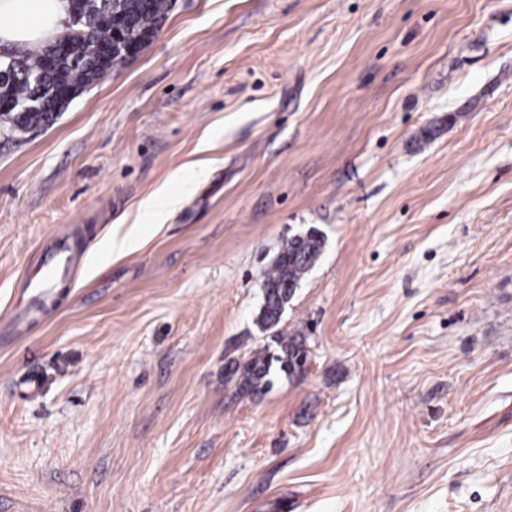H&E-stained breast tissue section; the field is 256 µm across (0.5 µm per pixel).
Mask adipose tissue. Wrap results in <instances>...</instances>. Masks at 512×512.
I'll return each instance as SVG.
<instances>
[{
	"label": "adipose tissue",
	"instance_id": "adipose-tissue-1",
	"mask_svg": "<svg viewBox=\"0 0 512 512\" xmlns=\"http://www.w3.org/2000/svg\"><path fill=\"white\" fill-rule=\"evenodd\" d=\"M69 20V0H0V48L22 53L61 35Z\"/></svg>",
	"mask_w": 512,
	"mask_h": 512
}]
</instances>
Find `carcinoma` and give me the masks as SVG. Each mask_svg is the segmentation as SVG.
Segmentation results:
<instances>
[{
    "label": "carcinoma",
    "mask_w": 512,
    "mask_h": 512,
    "mask_svg": "<svg viewBox=\"0 0 512 512\" xmlns=\"http://www.w3.org/2000/svg\"><path fill=\"white\" fill-rule=\"evenodd\" d=\"M71 13L79 16L70 41L69 52L61 57L53 44H39L22 54H0V62L13 60L14 77L0 87V99L13 103L19 130L24 131L49 120L65 92L92 85L107 73L101 62L102 48L114 38L115 31L136 42L147 40L159 22L166 18L169 0H70ZM323 241L314 232L288 240L273 263L262 275L263 303L257 316L261 331L271 334L276 344L255 353L233 373L241 376V387L256 389L271 384L269 376L278 369L288 375L302 370L307 361L305 342L297 336L273 333L283 310L296 292L297 285L319 257Z\"/></svg>",
    "instance_id": "cac0c4a2"
}]
</instances>
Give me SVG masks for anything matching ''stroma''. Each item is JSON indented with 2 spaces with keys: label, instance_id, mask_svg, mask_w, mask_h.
Masks as SVG:
<instances>
[{
  "label": "stroma",
  "instance_id": "35a3bbf8",
  "mask_svg": "<svg viewBox=\"0 0 512 512\" xmlns=\"http://www.w3.org/2000/svg\"><path fill=\"white\" fill-rule=\"evenodd\" d=\"M311 231L306 369L243 390ZM0 512H512V0H173L0 131ZM322 248V238L314 232L288 239L284 249L263 271V303L257 316L262 332L273 333L297 285L319 257ZM72 260V255L70 254V250L66 247H62L57 250L50 257L46 265L44 266V275L43 279L39 283H28V288H33V290H40V288H44L46 285L50 284L54 280L58 278V276L65 272Z\"/></svg>",
  "mask_w": 512,
  "mask_h": 512
}]
</instances>
